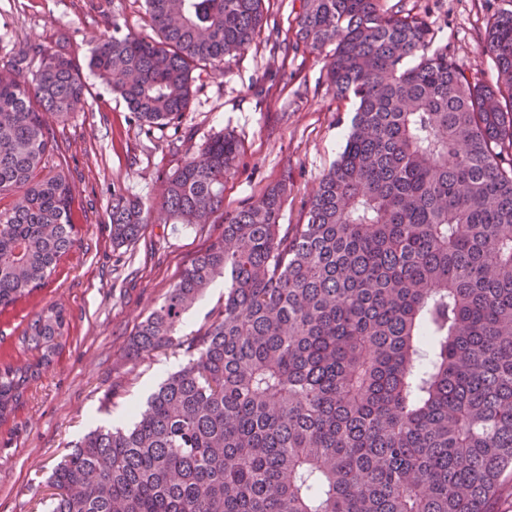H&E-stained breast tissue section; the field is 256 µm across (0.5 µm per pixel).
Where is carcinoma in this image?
Returning a JSON list of instances; mask_svg holds the SVG:
<instances>
[{"mask_svg": "<svg viewBox=\"0 0 512 512\" xmlns=\"http://www.w3.org/2000/svg\"><path fill=\"white\" fill-rule=\"evenodd\" d=\"M267 0H145L155 35H112L86 66L31 47L0 68V311L75 243L74 198L45 115L85 105L93 72L148 126L180 123L193 72L247 51ZM297 42L333 46L328 85L354 105L307 222L280 223L287 184L224 213L126 351L181 352L129 428H96L49 472L44 512H495L512 471V11L473 81L426 16L383 0H303ZM35 67L32 79L15 73ZM237 140L215 137L166 182L177 224L224 209ZM149 207L112 190V245ZM224 303L176 327L214 281ZM67 329L42 308L0 364V418Z\"/></svg>", "mask_w": 512, "mask_h": 512, "instance_id": "obj_1", "label": "carcinoma"}]
</instances>
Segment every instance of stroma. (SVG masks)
I'll list each match as a JSON object with an SVG mask.
<instances>
[{
    "label": "stroma",
    "mask_w": 512,
    "mask_h": 512,
    "mask_svg": "<svg viewBox=\"0 0 512 512\" xmlns=\"http://www.w3.org/2000/svg\"><path fill=\"white\" fill-rule=\"evenodd\" d=\"M302 0H268L267 22L229 67L196 71L181 122L149 127L95 76L86 103L53 123L75 203L72 251L48 283L0 312V363L32 361L19 338L43 307L63 308L68 330L49 367L30 380L12 413L0 421V512H37L49 470L73 442L98 427L117 425L131 404H143L184 358L155 352L130 360L127 346L139 324L163 300L178 275L224 229V214L287 181L282 221L302 224L320 174L336 160L354 107L332 96L325 54L295 49ZM392 10L427 15L436 44L467 74L493 81L482 44L487 21L512 0H386ZM120 23L122 33L152 32L144 0H0V66L20 47L53 48L67 41L88 59ZM240 145L224 183V209L205 224H176L151 213L139 238L112 245L113 189L155 200L177 166L201 155L221 133Z\"/></svg>",
    "instance_id": "35a3bbf8"
}]
</instances>
